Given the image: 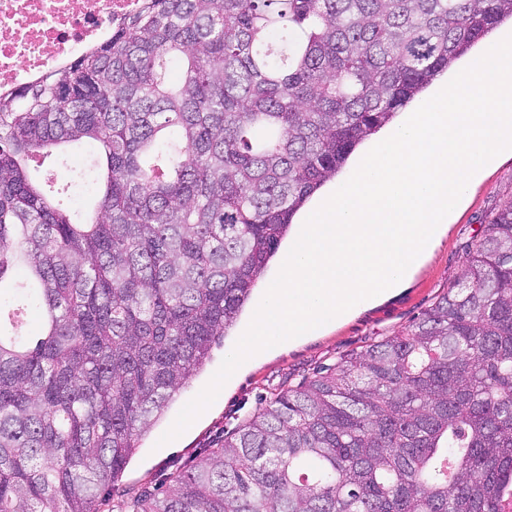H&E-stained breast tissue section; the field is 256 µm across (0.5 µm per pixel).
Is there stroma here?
<instances>
[{"label": "stroma", "mask_w": 512, "mask_h": 512, "mask_svg": "<svg viewBox=\"0 0 512 512\" xmlns=\"http://www.w3.org/2000/svg\"><path fill=\"white\" fill-rule=\"evenodd\" d=\"M510 201L512 156L504 155L484 172L454 215L440 245L404 288L343 321L331 323L319 335L276 348L269 356L241 370L203 417L178 437L174 449L160 447L159 439L179 411L208 384L226 352L251 321L255 308L247 306L224 340L213 346L200 372L170 403L165 416L142 437L136 456L112 488V499L144 488H157L175 470L194 467L225 433L233 431L245 417L264 406L271 393L310 380L320 367L334 364L340 355L362 349L412 324L454 282L468 248L485 221Z\"/></svg>", "instance_id": "stroma-1"}]
</instances>
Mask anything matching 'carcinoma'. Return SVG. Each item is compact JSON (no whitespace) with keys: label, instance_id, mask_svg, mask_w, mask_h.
<instances>
[{"label":"carcinoma","instance_id":"cac0c4a2","mask_svg":"<svg viewBox=\"0 0 512 512\" xmlns=\"http://www.w3.org/2000/svg\"><path fill=\"white\" fill-rule=\"evenodd\" d=\"M512 0H143L0 92V512H500L512 493V202L394 335L282 389L193 468L115 504L137 440L204 366L356 147ZM97 143L83 222L31 170Z\"/></svg>","mask_w":512,"mask_h":512}]
</instances>
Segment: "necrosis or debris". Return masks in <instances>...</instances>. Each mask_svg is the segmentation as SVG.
<instances>
[{
  "instance_id": "1",
  "label": "necrosis or debris",
  "mask_w": 512,
  "mask_h": 512,
  "mask_svg": "<svg viewBox=\"0 0 512 512\" xmlns=\"http://www.w3.org/2000/svg\"><path fill=\"white\" fill-rule=\"evenodd\" d=\"M140 0H0V90L34 83L85 54Z\"/></svg>"
}]
</instances>
